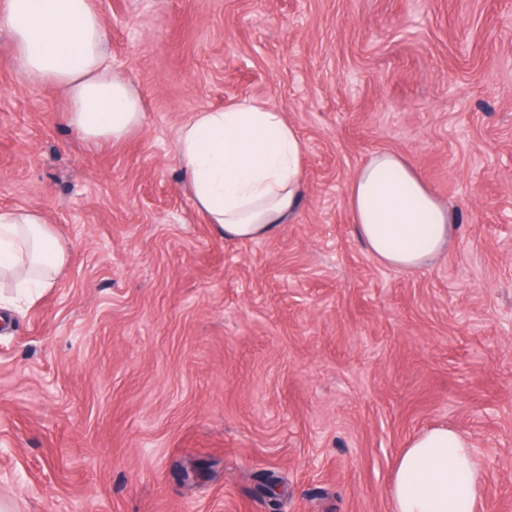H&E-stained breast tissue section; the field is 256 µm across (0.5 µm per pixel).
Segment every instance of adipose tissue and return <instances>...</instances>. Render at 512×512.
Instances as JSON below:
<instances>
[{"label":"adipose tissue","mask_w":512,"mask_h":512,"mask_svg":"<svg viewBox=\"0 0 512 512\" xmlns=\"http://www.w3.org/2000/svg\"><path fill=\"white\" fill-rule=\"evenodd\" d=\"M0 26L13 36L21 71L63 90L68 124L86 141L118 142L144 121L140 96L107 63V26L94 0H0ZM178 155L195 204L229 240L273 233L304 191V151L280 112L253 103L195 113L180 128ZM347 205L359 239L382 264L415 270L447 251L455 214L391 151L352 175ZM67 261L42 214L0 209V278L44 288ZM484 482L470 441L431 427L402 451L390 487L393 512H475Z\"/></svg>","instance_id":"adipose-tissue-1"}]
</instances>
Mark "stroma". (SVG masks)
Wrapping results in <instances>:
<instances>
[{"instance_id": "stroma-1", "label": "stroma", "mask_w": 512, "mask_h": 512, "mask_svg": "<svg viewBox=\"0 0 512 512\" xmlns=\"http://www.w3.org/2000/svg\"><path fill=\"white\" fill-rule=\"evenodd\" d=\"M145 105L90 143L0 27V208L68 253L0 305V512H393L394 464L465 433L478 512H512V0H95ZM273 107L305 189L229 241L177 157L194 113ZM378 150L457 217L428 268L379 263L346 203Z\"/></svg>"}]
</instances>
